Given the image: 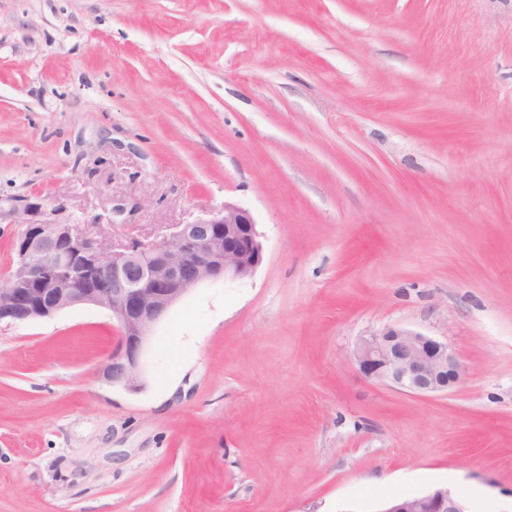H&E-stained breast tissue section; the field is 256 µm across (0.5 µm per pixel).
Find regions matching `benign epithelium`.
Masks as SVG:
<instances>
[{
    "mask_svg": "<svg viewBox=\"0 0 512 512\" xmlns=\"http://www.w3.org/2000/svg\"><path fill=\"white\" fill-rule=\"evenodd\" d=\"M29 206L14 242V258L0 286V323L52 316L92 305L109 312L119 340L102 365L104 382L138 386L140 359L153 327L193 287L218 279H242L263 260V244L249 210L230 202L216 215L179 224L157 241L132 238L114 247L78 224L36 220ZM353 363L366 378L425 396L463 379L448 343L400 325H386L359 339ZM379 512H469L447 488L393 499Z\"/></svg>",
    "mask_w": 512,
    "mask_h": 512,
    "instance_id": "obj_1",
    "label": "benign epithelium"
}]
</instances>
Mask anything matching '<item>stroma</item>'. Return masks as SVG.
<instances>
[{"label":"stroma","instance_id":"stroma-1","mask_svg":"<svg viewBox=\"0 0 512 512\" xmlns=\"http://www.w3.org/2000/svg\"><path fill=\"white\" fill-rule=\"evenodd\" d=\"M152 238L232 202L264 257L97 375L109 313L0 325V512H512V0H0V277L19 201ZM388 324L465 376L351 360ZM352 358L367 379L419 396L447 392L464 375L447 342L400 325H386L361 337ZM379 512H470L468 504L447 488H435L427 492L393 499L386 502Z\"/></svg>","mask_w":512,"mask_h":512}]
</instances>
